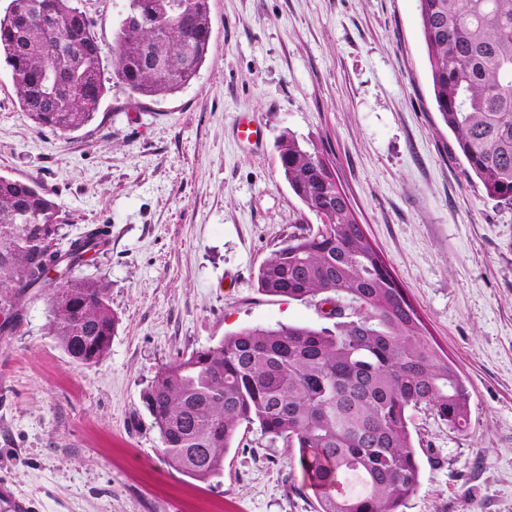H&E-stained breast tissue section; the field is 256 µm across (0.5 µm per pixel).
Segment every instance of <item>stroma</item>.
<instances>
[{
	"mask_svg": "<svg viewBox=\"0 0 512 512\" xmlns=\"http://www.w3.org/2000/svg\"><path fill=\"white\" fill-rule=\"evenodd\" d=\"M110 58L128 0H73ZM198 78L133 103L111 87L92 120L37 128L0 65V175L51 191L66 237L107 226L74 269L104 277L108 357L72 361L36 291L0 335V486L31 512H315L282 441L240 431L224 474L173 469L142 403L158 368L248 327H333L322 298L259 290V266L316 223L278 144L326 148L367 236L471 393L459 432L424 410L421 484L403 512H512V205L487 197L436 110L417 0H210ZM248 113L259 145L238 141Z\"/></svg>",
	"mask_w": 512,
	"mask_h": 512,
	"instance_id": "obj_1",
	"label": "stroma"
}]
</instances>
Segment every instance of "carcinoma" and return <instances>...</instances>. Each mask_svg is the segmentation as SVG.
<instances>
[{"label":"carcinoma","instance_id":"obj_1","mask_svg":"<svg viewBox=\"0 0 512 512\" xmlns=\"http://www.w3.org/2000/svg\"><path fill=\"white\" fill-rule=\"evenodd\" d=\"M436 109L486 195L512 204V0H417ZM210 0H129L112 45V80L130 100L173 95L196 79L211 48ZM0 58L21 109L39 129L85 126L107 92L93 22L72 0H10ZM317 147L283 136L285 180L320 223L293 234L260 265L274 296H323L361 312L335 329L245 328L163 364L144 403L167 462L207 483L242 427L282 440L316 512H401L420 486L411 412L431 410L457 431L470 391L425 338L421 317L358 223L350 199L323 179ZM59 210L34 180L0 175V309L12 319L33 288L49 295V333L83 365L110 353L117 319L107 283L68 276L106 245L88 228L67 249Z\"/></svg>","mask_w":512,"mask_h":512}]
</instances>
